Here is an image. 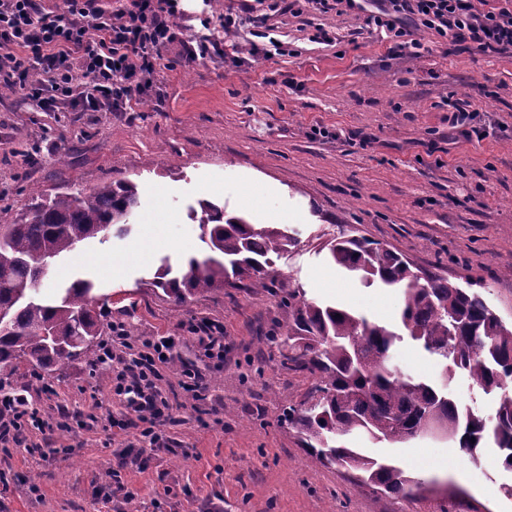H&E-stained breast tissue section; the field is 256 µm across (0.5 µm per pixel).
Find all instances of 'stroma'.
<instances>
[{
  "mask_svg": "<svg viewBox=\"0 0 512 512\" xmlns=\"http://www.w3.org/2000/svg\"><path fill=\"white\" fill-rule=\"evenodd\" d=\"M308 21L338 29L341 43L310 42ZM273 24L285 55L239 68L186 67L180 44L169 46L163 100L135 112H35L0 93V207L19 214L33 190L125 178L141 192L129 233L88 241L51 269L41 294L92 281L135 345L174 337L175 361L198 366L208 381L202 399L180 397L167 448L151 451L146 469L125 473L134 497L117 512H512V472L491 449L474 465L430 436L396 449L350 437L349 446L396 456L425 483L415 496L384 501L346 471L321 465L285 419L314 380L283 367L265 344L276 332L278 297L227 288L178 308L149 287L162 258L203 250L191 208L207 200L254 224L246 192L262 187L266 207L283 215L295 240L271 258L284 290L396 325L399 292L365 285L329 259L328 242L350 224L417 267L477 280L493 312L512 323V55L464 51L429 36L428 52L412 59L361 30L352 13L308 9ZM481 90L488 97L474 124L493 133L467 139L452 128L446 101ZM151 238L154 247L133 253ZM191 320L223 323V364L186 338ZM394 363L442 381V364L410 337L398 343ZM16 373L46 414L65 407L82 417L124 415L110 378L91 373L89 361L65 364L49 399L27 364ZM124 438L99 425L77 434L57 429L48 457L21 447L0 452V512H101Z\"/></svg>",
  "mask_w": 512,
  "mask_h": 512,
  "instance_id": "obj_1",
  "label": "stroma"
}]
</instances>
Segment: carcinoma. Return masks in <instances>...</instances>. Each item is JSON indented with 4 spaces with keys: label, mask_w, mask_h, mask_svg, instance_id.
Segmentation results:
<instances>
[{
    "label": "carcinoma",
    "mask_w": 512,
    "mask_h": 512,
    "mask_svg": "<svg viewBox=\"0 0 512 512\" xmlns=\"http://www.w3.org/2000/svg\"><path fill=\"white\" fill-rule=\"evenodd\" d=\"M139 206L138 185L123 179L70 187L40 199L19 217L0 208L1 368L23 359L50 377L67 362L90 358L91 347L112 330L99 311L103 298L82 279L52 297L42 296L40 265L54 264L112 227L126 232ZM199 207L190 218L199 221L208 254L176 270L163 264L150 286L177 305L226 287L275 294L277 281L267 267L270 255L292 245L287 229L226 215L208 201ZM327 247L335 265L360 274L365 284L401 290L403 308L394 328L294 291L281 297L280 337L267 343L276 346L284 366L315 377L308 399L288 410V423L299 429L312 456L357 472L386 497H411L421 480L393 462L336 444V437L356 433L402 443L427 434L421 422L430 413L469 461H477L491 440L504 468L512 470V396L501 397L491 422L452 394L448 382L436 385L391 364L405 332L444 363L448 380L460 370L486 394L504 390L512 381V324L475 289L415 271L403 255L361 236L344 232Z\"/></svg>",
    "instance_id": "carcinoma-1"
}]
</instances>
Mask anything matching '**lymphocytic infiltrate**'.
I'll list each match as a JSON object with an SVG mask.
<instances>
[{"mask_svg": "<svg viewBox=\"0 0 512 512\" xmlns=\"http://www.w3.org/2000/svg\"><path fill=\"white\" fill-rule=\"evenodd\" d=\"M182 0H124L106 7L102 0H0V87L19 103L39 112H134L157 95V76L163 54L181 43L183 60L191 65L205 60L240 64L229 53L224 34L237 32L240 14L254 27H267L280 11L271 0L267 12L255 13L249 0L239 10H226L220 31L182 37L185 16ZM488 0H375V13L363 25L377 40L394 44L410 58H420L423 35L472 44L483 53H512V0L488 7ZM174 340L156 336L136 347L124 322L112 324V340L105 343L97 366L113 371L112 391L126 410L123 419H109L110 428L125 432L138 426L137 441L163 445L172 424L170 392L165 369L172 359ZM71 416L59 411L46 416L26 394L0 393V450L22 446L41 451L28 441L30 431L70 429ZM137 441L127 442L115 454L110 473L113 498L132 493L123 481L127 469H144L146 460Z\"/></svg>", "mask_w": 512, "mask_h": 512, "instance_id": "lymphocytic-infiltrate-1", "label": "lymphocytic infiltrate"}]
</instances>
